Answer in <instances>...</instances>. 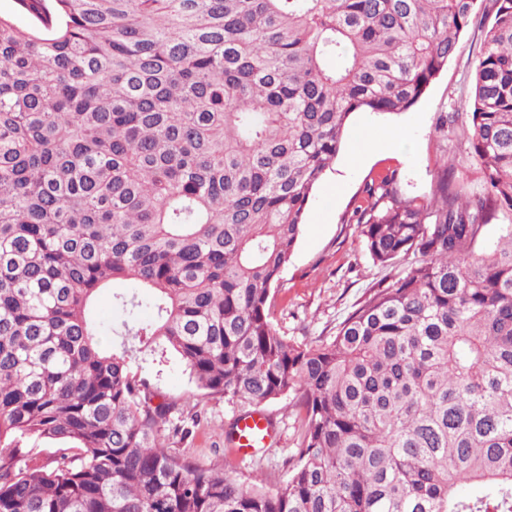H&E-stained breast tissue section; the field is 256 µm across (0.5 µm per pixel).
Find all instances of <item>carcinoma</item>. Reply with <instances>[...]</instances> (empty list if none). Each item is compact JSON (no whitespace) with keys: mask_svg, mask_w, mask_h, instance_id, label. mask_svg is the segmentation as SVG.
I'll return each instance as SVG.
<instances>
[{"mask_svg":"<svg viewBox=\"0 0 512 512\" xmlns=\"http://www.w3.org/2000/svg\"><path fill=\"white\" fill-rule=\"evenodd\" d=\"M480 0H15L0 15V512H512V0L462 111L479 163L433 197L385 169L353 203L404 266L314 344L272 287L354 112H403L483 26ZM112 294L120 327L94 315ZM120 342L114 343L113 337ZM207 396L292 399L286 480L251 487L165 444L132 356ZM65 446L42 461L26 442Z\"/></svg>","mask_w":512,"mask_h":512,"instance_id":"carcinoma-1","label":"carcinoma"}]
</instances>
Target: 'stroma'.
Wrapping results in <instances>:
<instances>
[{"instance_id": "obj_1", "label": "stroma", "mask_w": 512, "mask_h": 512, "mask_svg": "<svg viewBox=\"0 0 512 512\" xmlns=\"http://www.w3.org/2000/svg\"><path fill=\"white\" fill-rule=\"evenodd\" d=\"M482 39L480 29L464 31L454 55L409 110L352 115L336 159L313 190L298 244L275 286L272 321L288 340L302 343L334 335L368 288L392 275V268L374 265L364 253L355 225L348 222L353 201L370 176L387 167L401 172L403 193L431 196L440 157L436 118L455 110L459 121H466V114L459 111L462 80L475 71ZM356 139L372 146L358 163L350 158L351 143ZM131 368L157 390L160 400L171 403V419H192L188 437L168 439L173 452L207 468H226L250 486L285 480L286 461L296 440L289 399L262 405V412L275 424L276 440L255 455L240 458L228 444L226 432L247 412V405L203 395L171 354L160 364L133 359Z\"/></svg>"}]
</instances>
